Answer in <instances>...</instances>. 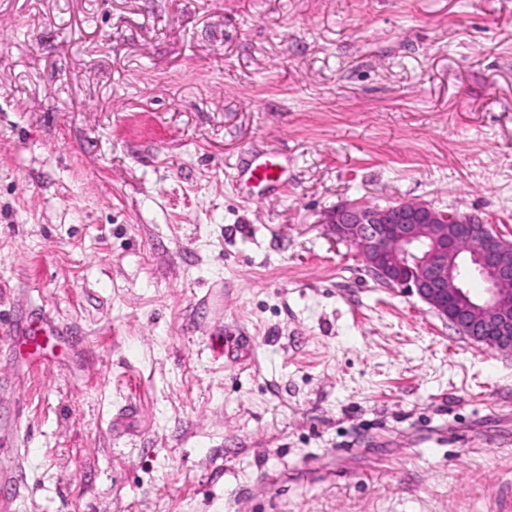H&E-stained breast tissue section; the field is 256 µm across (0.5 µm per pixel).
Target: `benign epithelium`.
Wrapping results in <instances>:
<instances>
[{
  "label": "benign epithelium",
  "mask_w": 512,
  "mask_h": 512,
  "mask_svg": "<svg viewBox=\"0 0 512 512\" xmlns=\"http://www.w3.org/2000/svg\"><path fill=\"white\" fill-rule=\"evenodd\" d=\"M339 242L360 245L376 279L416 291L439 317L475 343L512 353V258L501 252L474 214L449 213L424 202L384 208L352 201L327 216ZM473 242L469 265L488 288L470 296L457 254L460 238Z\"/></svg>",
  "instance_id": "1"
}]
</instances>
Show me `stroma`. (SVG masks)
<instances>
[{
  "instance_id": "1",
  "label": "stroma",
  "mask_w": 512,
  "mask_h": 512,
  "mask_svg": "<svg viewBox=\"0 0 512 512\" xmlns=\"http://www.w3.org/2000/svg\"><path fill=\"white\" fill-rule=\"evenodd\" d=\"M349 201L512 240V0H0L8 512H500L512 355ZM249 179H253L257 183H273L282 178L284 167L280 162L266 159L262 162L251 166L249 169Z\"/></svg>"
}]
</instances>
